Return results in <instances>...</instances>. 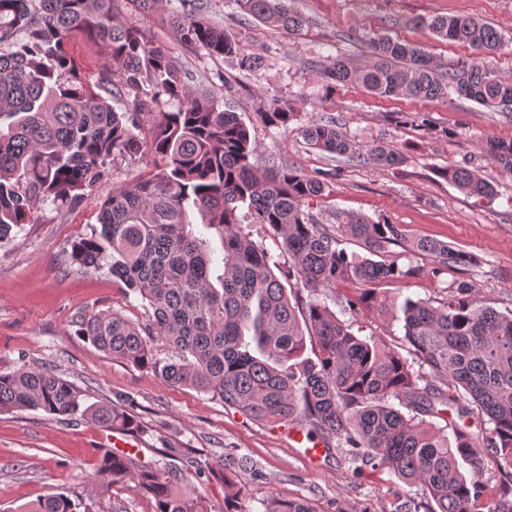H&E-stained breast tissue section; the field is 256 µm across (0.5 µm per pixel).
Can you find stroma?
Returning <instances> with one entry per match:
<instances>
[{"instance_id": "35a3bbf8", "label": "stroma", "mask_w": 512, "mask_h": 512, "mask_svg": "<svg viewBox=\"0 0 512 512\" xmlns=\"http://www.w3.org/2000/svg\"><path fill=\"white\" fill-rule=\"evenodd\" d=\"M203 3L209 18L246 52L265 57V68L245 71L235 60L183 45L162 15L125 9L120 19L164 45L193 90L221 96L241 115L259 146L258 167L282 163L309 173L334 170L329 195L308 206L319 223L333 224L338 211L385 218L409 235L447 242L475 259L437 277L430 260H420V273L390 285L389 295L436 301L446 297L451 282L464 280L484 304L512 311V175L485 153L488 140H512V112L465 99L379 96L354 84L329 89L317 69L338 57L363 60L369 39L378 35L418 45L442 66L471 58V49L449 44L422 25L437 15H465L501 32L505 45L487 66L512 76V0H291L308 19L293 34L238 14L233 0ZM274 98L289 102L297 114L288 128L266 127L257 117ZM326 114L360 142L403 146V163L351 166L309 149L300 128ZM406 114L422 117L424 128L400 124ZM458 166L493 179L497 195L479 199L441 177V170ZM100 200L96 192L73 207L38 203L34 222L0 244V370L55 369L93 402L131 397L134 412L150 428L140 440L144 463L161 462L168 448L189 449L192 457L212 464L231 455L251 458L266 478L247 484L243 512H260L262 500L273 494L308 499L320 512H407L421 501L417 487L389 470L365 467L341 448L309 462L284 425L253 421L218 398L114 359L81 336L79 318L102 309L134 321L146 318L140 299L125 295L107 271L89 274L64 262L70 242L97 228ZM350 322L358 335L407 349L400 323L370 310ZM102 433L83 419L40 410L1 414L0 512H33L52 494L67 495L90 512H153L151 499L95 479Z\"/></svg>"}]
</instances>
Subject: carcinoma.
Masks as SVG:
<instances>
[{"label": "carcinoma", "mask_w": 512, "mask_h": 512, "mask_svg": "<svg viewBox=\"0 0 512 512\" xmlns=\"http://www.w3.org/2000/svg\"><path fill=\"white\" fill-rule=\"evenodd\" d=\"M235 3L288 34L306 24L288 0ZM117 10L118 0H0V122L8 121L0 128V243L32 222L38 202L72 207L102 187L114 157H149L150 175L102 196L100 230L74 240L68 255L86 272L108 268L113 282L141 298L147 320L104 310L81 318V334L112 357L217 396L252 420L304 424L326 448H345L371 469H389L417 486L426 512H512V313L482 304L465 281L451 284L439 301L407 298L399 307L384 289L419 273L415 257L429 258L438 277L469 264L470 254L412 237L386 219L340 212L335 224L318 223L304 206L329 192L327 174L287 164L258 170L257 143L238 113L217 96L190 89L168 50L120 23ZM166 22L181 43L213 58H236L248 69L263 63L242 53L198 7L171 11ZM422 24L479 58L442 70L420 47L379 35L369 41L366 63L336 59L319 74L329 86L355 83L382 96L446 100L454 94L512 107V77L482 63L504 46L495 27L456 15ZM19 32L24 39H15ZM79 37L104 59L101 94L79 76L70 52ZM115 96L132 99V111H114L109 99ZM167 99L180 101L178 109L164 110ZM143 114L152 116L148 138L139 133ZM258 116L276 128L295 120L293 107L278 99ZM302 136L315 150L359 164L392 167L403 160L394 146L361 144L331 116L311 122ZM486 153L512 173L511 141L490 140ZM441 176L471 196L496 194L493 181L466 167ZM194 210L199 227L190 220ZM246 222L281 239L287 268L251 238ZM343 237L360 243L366 255L340 247ZM293 280L302 288L290 295ZM343 282L360 288L340 300L342 308L391 314L430 374L414 372L385 343L356 335L319 299ZM157 337L173 346L174 359L154 356ZM127 404L121 396L110 405L90 403L51 369L0 371V414L42 410L79 415L108 431L144 433ZM452 407L487 417L491 428L478 438L429 421ZM487 455L504 476L495 495L482 481ZM186 463L201 484L224 485V505L185 485L179 470L108 448L95 477L130 485L154 501V512H239L243 477H265L245 456L215 466ZM33 512H76V504L55 494ZM263 512L318 510L305 499L272 495Z\"/></svg>", "instance_id": "carcinoma-1"}]
</instances>
